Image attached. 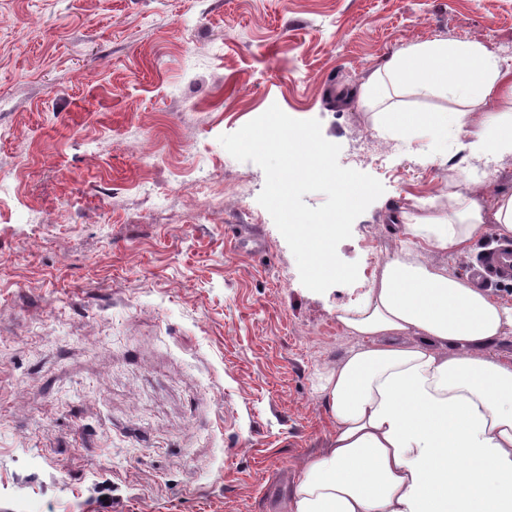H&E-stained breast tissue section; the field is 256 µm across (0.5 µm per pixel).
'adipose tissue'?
<instances>
[{"label": "adipose tissue", "instance_id": "obj_1", "mask_svg": "<svg viewBox=\"0 0 512 512\" xmlns=\"http://www.w3.org/2000/svg\"><path fill=\"white\" fill-rule=\"evenodd\" d=\"M415 77L445 112L385 111L387 127L463 134L476 156L512 154V67L482 44L433 41L396 51L361 87L372 103ZM447 214L403 217L431 250L456 252L486 233L512 237V192L492 204L450 192ZM338 319L362 345L320 375L332 432L304 463L290 512H512V363L493 346L512 307L405 249Z\"/></svg>", "mask_w": 512, "mask_h": 512}]
</instances>
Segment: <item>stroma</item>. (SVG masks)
<instances>
[{
	"instance_id": "35a3bbf8",
	"label": "stroma",
	"mask_w": 512,
	"mask_h": 512,
	"mask_svg": "<svg viewBox=\"0 0 512 512\" xmlns=\"http://www.w3.org/2000/svg\"><path fill=\"white\" fill-rule=\"evenodd\" d=\"M453 39L512 49V0H0V512H288L392 214L447 213L462 172L512 191V155L358 100ZM274 104L385 188L338 246L354 284L302 285L264 171L219 141Z\"/></svg>"
}]
</instances>
